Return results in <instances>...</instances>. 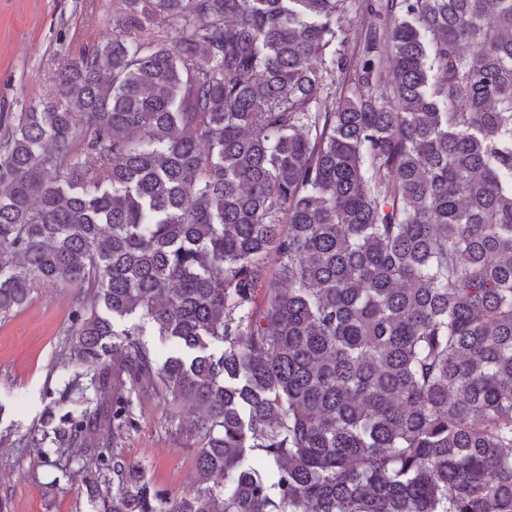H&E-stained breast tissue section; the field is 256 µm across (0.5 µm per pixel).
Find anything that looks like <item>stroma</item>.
Instances as JSON below:
<instances>
[{"instance_id":"stroma-1","label":"stroma","mask_w":512,"mask_h":512,"mask_svg":"<svg viewBox=\"0 0 512 512\" xmlns=\"http://www.w3.org/2000/svg\"><path fill=\"white\" fill-rule=\"evenodd\" d=\"M118 0H0V115L10 118L48 96L59 65L112 32ZM69 288L34 289L30 302L0 320V502L6 512H100L81 481L65 472L51 437L32 440L62 386L55 361L71 324ZM136 426L117 447L153 490L170 498L194 494L196 458L179 425L153 399L134 403Z\"/></svg>"}]
</instances>
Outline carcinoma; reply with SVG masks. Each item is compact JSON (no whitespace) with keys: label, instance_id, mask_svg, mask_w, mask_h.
Masks as SVG:
<instances>
[{"label":"carcinoma","instance_id":"carcinoma-1","mask_svg":"<svg viewBox=\"0 0 512 512\" xmlns=\"http://www.w3.org/2000/svg\"><path fill=\"white\" fill-rule=\"evenodd\" d=\"M120 4L0 135V317L103 308L44 418L103 512H512V0L369 3L350 54L347 0ZM132 391L193 406L192 496L115 449ZM134 325L139 326L142 329L143 339L152 345L158 352L159 356L163 358L167 353L168 345L161 341L160 337L156 335L147 320L136 315L124 319H117L115 321V329L119 332Z\"/></svg>","mask_w":512,"mask_h":512}]
</instances>
